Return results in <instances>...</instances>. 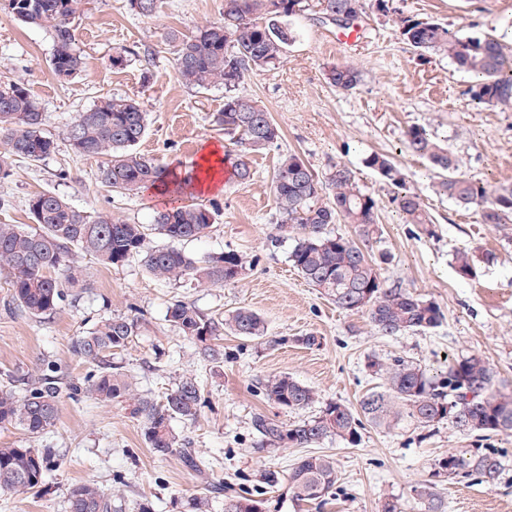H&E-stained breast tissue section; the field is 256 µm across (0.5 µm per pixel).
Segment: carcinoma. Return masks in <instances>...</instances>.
<instances>
[{
    "label": "carcinoma",
    "mask_w": 512,
    "mask_h": 512,
    "mask_svg": "<svg viewBox=\"0 0 512 512\" xmlns=\"http://www.w3.org/2000/svg\"><path fill=\"white\" fill-rule=\"evenodd\" d=\"M82 0H5V8L26 24L48 26L55 34L50 59L59 77L73 75L81 65L76 53L71 19ZM322 15L346 20L339 29L354 26L348 18L361 11L360 0H318ZM303 0H224L221 20L198 27L177 42L173 58L177 78L186 86L206 89L224 86V108L215 123L224 127L237 147L233 161L224 156L223 165L232 168L233 181L249 183L253 173L246 154L271 147L280 130L259 102L242 93L241 86L252 71H272L283 65L285 53L298 32L292 18L304 11ZM400 36L423 52L442 54L455 67L474 76L469 94L476 104L512 108V54L492 35H464L435 20L399 16L394 20ZM329 83L350 91L360 81L356 64L345 61L327 72ZM45 116L39 103L20 83L0 85V176H9L11 156L41 161L57 150V143L43 129ZM147 130L146 112L130 96L110 97L84 112L64 133L71 151L80 156L105 155L108 163L99 179L118 193L133 192L171 182L169 172L135 151ZM410 153L427 159L440 171L435 192L457 206L477 212L482 224H505L512 219V189H498L488 183L460 175L452 150L436 142L419 126L403 135ZM367 167L387 182L400 186L402 175L389 156L372 153ZM274 194L281 223L297 230L290 261L301 276L323 290L336 305L351 312L366 309L374 326L387 336L435 328L442 319L440 308L420 299L407 289L386 284L381 268L357 243L345 234L328 235L330 224H352L365 237L374 233L377 201L361 188L353 171L336 162L323 173L316 172L296 154L283 156L274 177ZM393 203L409 224H428L429 216L418 195L407 191L393 197ZM29 212L37 228L0 224V267L8 270L11 297L30 316L41 318L63 302L66 293L56 272L71 269L73 253L93 255L101 264L118 266L139 256L145 267L161 279H189L200 284L233 282L242 274V255L229 250L203 259L190 256L176 246L202 236L214 223V212L201 203L174 206L157 212L154 229L169 244L147 246V228L107 216L90 218L54 192L33 196ZM365 304H360L362 298ZM169 321L201 346L204 355H219L212 341L228 329L238 336H261L262 318L239 308L221 320L206 319L183 302L168 310ZM138 321L115 316L77 337L72 352L83 362L97 367L87 378L86 391L101 402L125 398L134 401L145 439L160 457L177 454L186 466L201 470V462L190 448L183 447L173 433L171 422L197 419L202 388L197 379L182 378L160 403L131 392L127 375L106 357L123 349L136 335ZM370 368L385 376L384 391H372L360 401V414L347 405L329 402L317 416L289 426L262 414L254 426L265 444H291L307 448L336 436L358 441L362 421L390 429L403 420L424 428L440 423L463 433H512V394L500 388L497 372L481 356L471 354L448 364L441 377L431 376L420 366L401 357L390 363L378 359ZM266 398L288 410H303L316 401L313 388L287 376L265 380ZM76 395L81 388L66 384L55 371L44 372L26 383V393L16 396L8 386L0 388V425L18 426L31 438L50 431L58 418L63 391ZM54 467L50 448H0V493L38 491ZM504 467L500 456L485 448L448 452L439 468L448 476L476 474L487 482L498 479ZM337 482L336 465L324 455L300 459L288 474V488L296 503L323 500ZM424 512H446L447 506L431 485L414 489ZM68 512H116L112 497L94 484H76L68 493ZM224 512H258L256 501L237 494L224 498Z\"/></svg>",
    "instance_id": "obj_1"
}]
</instances>
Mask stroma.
<instances>
[{
  "label": "stroma",
  "mask_w": 512,
  "mask_h": 512,
  "mask_svg": "<svg viewBox=\"0 0 512 512\" xmlns=\"http://www.w3.org/2000/svg\"><path fill=\"white\" fill-rule=\"evenodd\" d=\"M390 15L363 0L361 42L340 48L336 26L321 22L317 0L293 24L298 36L287 49L284 67L254 72L246 94L261 102L281 137L277 144L248 156L254 173L245 185L226 182L223 192L197 195L215 212V222L199 238L181 242L186 253L204 258L233 250L247 260L245 272L231 283L197 284L161 280L140 258L105 266L93 256H75V281L50 315L33 319L15 309L9 273L0 269V384L13 379L24 395L25 378L54 368L81 385L92 368L72 352L77 336L98 322L137 318L139 329L110 361L128 374L135 394L160 401L185 376L196 377L203 404L196 421L174 420L181 442L189 444L205 473L186 467L179 456H155L129 400L99 404L88 392L61 396L50 432L34 439L17 427L0 428V447L52 448L60 455L40 493L0 495V512H67L73 485L88 483L110 494L121 512H137L147 498L153 512H193L195 498L212 499V512H224L225 494L244 491L260 501L263 512H382L397 501L402 512H421L415 487L435 485L448 512H512V434H466L448 424L422 428L404 421L394 429L363 424L351 444L332 437L305 449L290 444L262 447L253 427L256 414L289 425L318 414L321 404L358 407L385 380L372 372L373 359L402 357L433 374L444 373L450 359L481 355L501 378L512 383V223H480L475 212L456 206L432 189L428 163L402 149L405 130L425 128L447 141L460 174L494 186H512V110L478 105L468 90L469 74L448 58L420 54L392 23V14L436 20L464 34H491L512 53V0H389ZM224 0H160L148 18L134 14L128 0H82L73 26L80 70L68 79L50 66L51 28L28 26L0 9V81L20 82L46 115L44 131L58 143L56 153L33 162L12 158L10 174L0 178V224L33 227L29 199L40 192L62 195L90 216L109 215L149 227L147 242L166 245L152 230L153 217L165 208L147 189L129 194L102 184L104 160L74 154L64 131L103 98L130 95L148 115V131L137 150L167 169L184 173L200 162L205 144L229 145L214 122L224 106L220 85L196 91L182 84L173 69L171 34L188 35L220 19ZM125 63L113 67L112 58ZM354 62L361 71L357 87L336 90L326 73L333 65ZM373 152L393 158L406 190L418 194L431 223L408 224L392 202L395 186L365 164ZM294 153L317 172L340 161L377 199V232L361 244L379 262L388 284H399L438 304V327L382 335L367 313L336 307L295 270L289 254L296 234L280 222L272 179L281 156ZM471 252L472 275H460L455 255ZM201 316L220 318L245 307L258 313L266 332L260 337L224 334L222 359L205 360L198 344L183 337L168 319L176 302ZM315 344H305L307 336ZM287 376L313 387L317 405L292 411L268 401L264 379ZM475 446L495 450L504 470L492 483L477 477H448L439 462L449 450ZM336 461L338 482L325 503L295 504L288 494V473L308 454ZM279 474L268 484L266 471Z\"/></svg>",
  "instance_id": "35a3bbf8"
}]
</instances>
